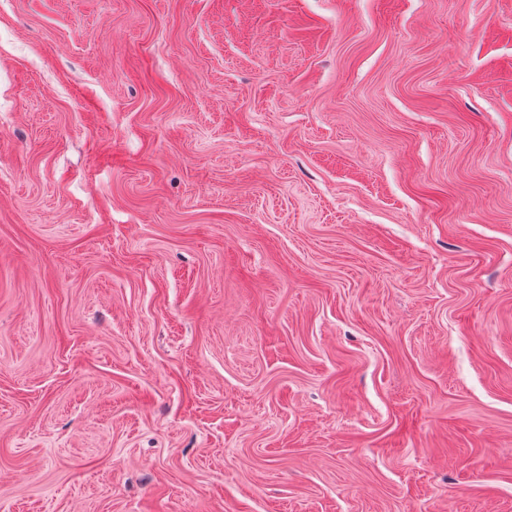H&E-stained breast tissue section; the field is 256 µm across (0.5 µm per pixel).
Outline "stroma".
I'll use <instances>...</instances> for the list:
<instances>
[{
	"mask_svg": "<svg viewBox=\"0 0 512 512\" xmlns=\"http://www.w3.org/2000/svg\"><path fill=\"white\" fill-rule=\"evenodd\" d=\"M0 512H512V0H0Z\"/></svg>",
	"mask_w": 512,
	"mask_h": 512,
	"instance_id": "stroma-1",
	"label": "stroma"
}]
</instances>
